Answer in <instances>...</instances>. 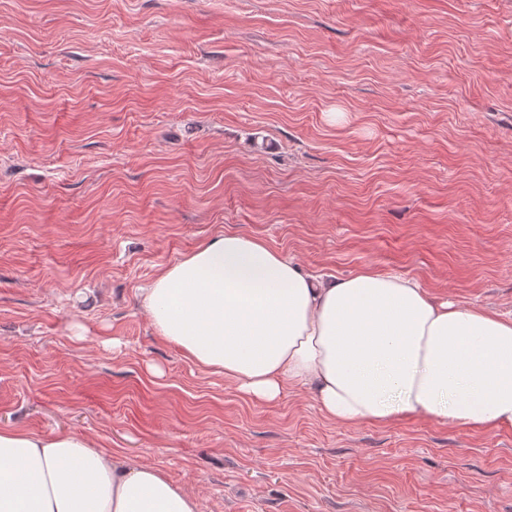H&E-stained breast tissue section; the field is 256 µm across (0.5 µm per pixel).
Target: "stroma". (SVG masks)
Here are the masks:
<instances>
[{
  "label": "stroma",
  "mask_w": 512,
  "mask_h": 512,
  "mask_svg": "<svg viewBox=\"0 0 512 512\" xmlns=\"http://www.w3.org/2000/svg\"><path fill=\"white\" fill-rule=\"evenodd\" d=\"M512 316V0H0V429L200 512H512V427L341 426L158 337L219 232Z\"/></svg>",
  "instance_id": "stroma-1"
}]
</instances>
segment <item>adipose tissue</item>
<instances>
[{"label": "adipose tissue", "instance_id": "ef3b65f1", "mask_svg": "<svg viewBox=\"0 0 512 512\" xmlns=\"http://www.w3.org/2000/svg\"><path fill=\"white\" fill-rule=\"evenodd\" d=\"M158 336L240 390H308L341 425L425 417L512 426V318L432 296L411 277L324 278L262 241L219 233L141 289ZM0 512H199L156 467L85 436L0 430Z\"/></svg>", "mask_w": 512, "mask_h": 512}]
</instances>
